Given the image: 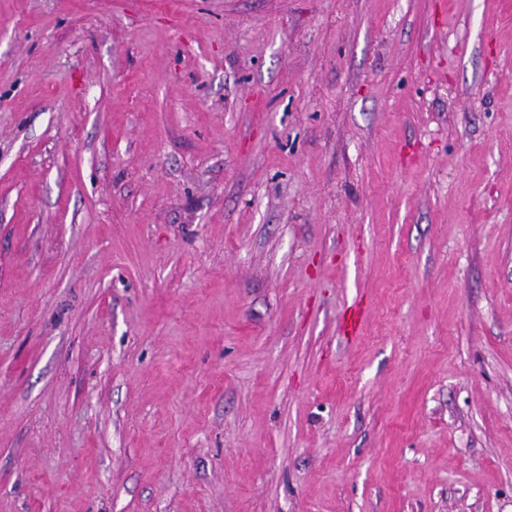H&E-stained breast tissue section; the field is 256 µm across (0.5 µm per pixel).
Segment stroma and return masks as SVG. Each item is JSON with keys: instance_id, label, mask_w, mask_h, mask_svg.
<instances>
[{"instance_id": "obj_1", "label": "stroma", "mask_w": 512, "mask_h": 512, "mask_svg": "<svg viewBox=\"0 0 512 512\" xmlns=\"http://www.w3.org/2000/svg\"><path fill=\"white\" fill-rule=\"evenodd\" d=\"M434 2L0 0V512H512V0Z\"/></svg>"}]
</instances>
